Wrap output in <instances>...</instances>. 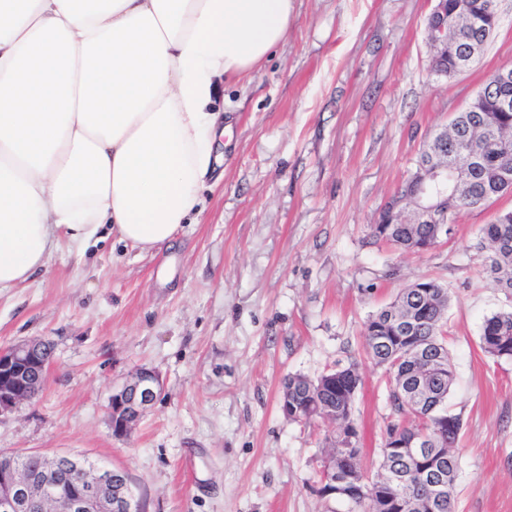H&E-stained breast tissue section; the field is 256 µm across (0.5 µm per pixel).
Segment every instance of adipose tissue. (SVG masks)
Instances as JSON below:
<instances>
[{
  "mask_svg": "<svg viewBox=\"0 0 512 512\" xmlns=\"http://www.w3.org/2000/svg\"><path fill=\"white\" fill-rule=\"evenodd\" d=\"M293 0H0V295L61 241L170 245L224 136L221 80L262 68Z\"/></svg>",
  "mask_w": 512,
  "mask_h": 512,
  "instance_id": "obj_1",
  "label": "adipose tissue"
}]
</instances>
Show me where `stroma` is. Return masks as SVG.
Listing matches in <instances>:
<instances>
[{"instance_id": "1", "label": "stroma", "mask_w": 512, "mask_h": 512, "mask_svg": "<svg viewBox=\"0 0 512 512\" xmlns=\"http://www.w3.org/2000/svg\"><path fill=\"white\" fill-rule=\"evenodd\" d=\"M434 0H294L264 68L220 83L224 161L173 247L139 253L108 237L54 253L0 296V347L41 339L54 361L32 402L0 415V451L78 455L128 473L145 512H335L318 492L337 426L285 418L291 374L357 362L353 418L373 473L390 408L366 354L365 321L410 283L447 288L463 421L456 512H512V359L480 348L506 305L485 272L480 230L512 193L455 217L450 239L402 253L368 237L428 138L512 66V0L484 53L431 71ZM156 370L164 390L126 437L113 389Z\"/></svg>"}]
</instances>
